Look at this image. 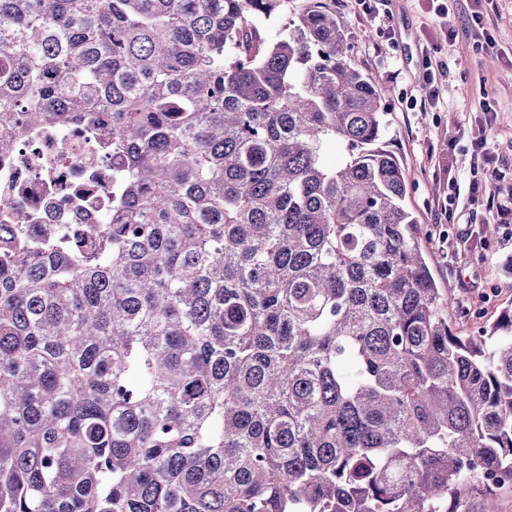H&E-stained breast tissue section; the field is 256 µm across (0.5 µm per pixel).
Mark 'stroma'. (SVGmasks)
Listing matches in <instances>:
<instances>
[{"mask_svg":"<svg viewBox=\"0 0 512 512\" xmlns=\"http://www.w3.org/2000/svg\"><path fill=\"white\" fill-rule=\"evenodd\" d=\"M351 61L386 91L382 141L404 203L427 229L448 320L474 336L512 309V224L491 193L512 188V0H336ZM483 12L477 28L468 19ZM483 186L473 190L471 179Z\"/></svg>","mask_w":512,"mask_h":512,"instance_id":"35a3bbf8","label":"stroma"}]
</instances>
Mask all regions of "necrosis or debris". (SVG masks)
Segmentation results:
<instances>
[{"label":"necrosis or debris","mask_w":512,"mask_h":512,"mask_svg":"<svg viewBox=\"0 0 512 512\" xmlns=\"http://www.w3.org/2000/svg\"><path fill=\"white\" fill-rule=\"evenodd\" d=\"M104 133L68 123L22 132L17 156L0 160V222L21 217L33 236L101 223L124 177L122 154L104 145Z\"/></svg>","instance_id":"obj_1"}]
</instances>
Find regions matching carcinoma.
<instances>
[{"label":"carcinoma","mask_w":512,"mask_h":512,"mask_svg":"<svg viewBox=\"0 0 512 512\" xmlns=\"http://www.w3.org/2000/svg\"><path fill=\"white\" fill-rule=\"evenodd\" d=\"M332 2L0 0V159L77 121L127 163L87 246L0 236V512L512 492V310L448 323Z\"/></svg>","instance_id":"carcinoma-1"}]
</instances>
